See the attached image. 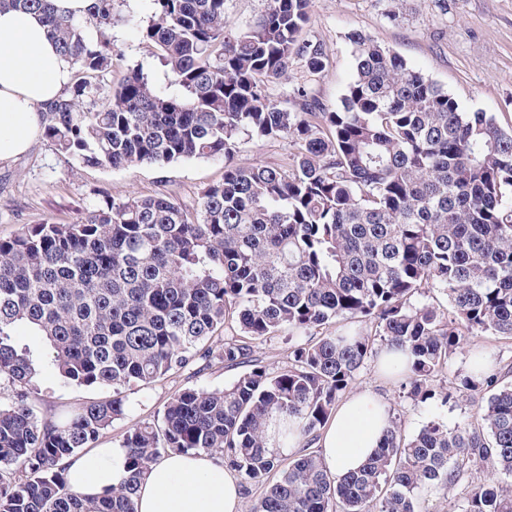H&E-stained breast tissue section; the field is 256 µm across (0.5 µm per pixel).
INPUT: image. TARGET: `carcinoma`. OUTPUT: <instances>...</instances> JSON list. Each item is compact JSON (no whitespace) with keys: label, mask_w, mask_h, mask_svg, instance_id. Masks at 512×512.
I'll return each instance as SVG.
<instances>
[{"label":"carcinoma","mask_w":512,"mask_h":512,"mask_svg":"<svg viewBox=\"0 0 512 512\" xmlns=\"http://www.w3.org/2000/svg\"><path fill=\"white\" fill-rule=\"evenodd\" d=\"M116 0L83 16L54 0H0L38 14L77 78L40 107L56 149L87 165L164 166L221 157L224 179L191 210L168 196L102 198L66 223L33 224L0 241V512H136L138 482L162 454L209 452L245 487L268 485L253 512H428L489 462L512 476V384L480 354L453 389L431 380L478 334L512 339V129L466 113L399 53L351 36L356 71L340 106L306 90L295 108L269 86L297 61L322 73L328 55L303 37L312 0H269L238 31L225 0H152L141 27L158 50L170 94L133 68L102 108L84 101L112 67ZM286 138L281 168L231 161L239 135ZM434 288L447 305L411 297ZM338 318L363 319L374 336L325 334L297 344L277 372L257 342L307 334ZM45 351L18 342L19 330ZM380 348L400 350L390 370L407 396L445 407L483 393L474 423L431 421L413 435L391 421L375 453L332 481L310 449L336 404ZM221 361L240 372L222 388H184L153 422L129 428L128 476L86 499L64 461L94 448L125 415L123 389ZM112 398L49 417L31 399L44 365ZM296 439L287 459L271 449ZM459 512H512V489L488 477Z\"/></svg>","instance_id":"obj_1"}]
</instances>
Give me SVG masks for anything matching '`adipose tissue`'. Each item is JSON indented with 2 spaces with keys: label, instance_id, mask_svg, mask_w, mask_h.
Returning a JSON list of instances; mask_svg holds the SVG:
<instances>
[{
  "label": "adipose tissue",
  "instance_id": "obj_1",
  "mask_svg": "<svg viewBox=\"0 0 512 512\" xmlns=\"http://www.w3.org/2000/svg\"><path fill=\"white\" fill-rule=\"evenodd\" d=\"M72 79L62 57L36 14L0 9V161L26 153L41 132L40 104L60 96ZM389 411L365 392L343 401L316 441L324 468L341 478L360 467L378 447ZM128 475L125 451L95 447L68 468L71 489L100 495ZM240 486L209 454L163 456L141 480L137 512H239Z\"/></svg>",
  "mask_w": 512,
  "mask_h": 512
}]
</instances>
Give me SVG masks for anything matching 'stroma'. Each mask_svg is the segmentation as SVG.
<instances>
[{"mask_svg":"<svg viewBox=\"0 0 512 512\" xmlns=\"http://www.w3.org/2000/svg\"><path fill=\"white\" fill-rule=\"evenodd\" d=\"M116 9L125 20L112 29L116 54L111 70L97 80L98 91L88 101L92 108L101 105L110 87L130 68H143L157 85L167 82L154 45L137 29L138 23L151 16L152 0H117ZM355 32L400 53L412 69L443 86L461 111L487 112L504 128L512 127V0H313L305 35L324 45L327 67L312 75L302 64H295L290 81L275 85V96L286 98L292 86L302 84L326 109L335 110L355 72L349 40ZM290 151L289 140L244 135L233 161L240 166L260 163L276 168L284 164ZM223 176L220 158L179 161L161 168L90 166L59 152L42 136L25 156L0 162V239L18 234L29 224L72 222L106 195H167L190 208ZM478 351L492 356L502 382L512 383V340L484 335L469 338L465 354L449 363L436 377V385L449 386L466 369L470 353ZM235 375V370L216 363L201 372L190 367L166 375L144 389L132 388L127 393V416L114 422L99 439V446H119L129 426L156 420L167 400L184 387L220 388ZM351 390L379 396L409 435L433 419L451 427L465 424L482 405L481 398L470 396L440 409L416 403L398 379L380 374L372 360ZM38 391L47 414L112 395L107 387L65 384L49 367L41 373Z\"/></svg>","mask_w":512,"mask_h":512,"instance_id":"35a3bbf8","label":"stroma"}]
</instances>
